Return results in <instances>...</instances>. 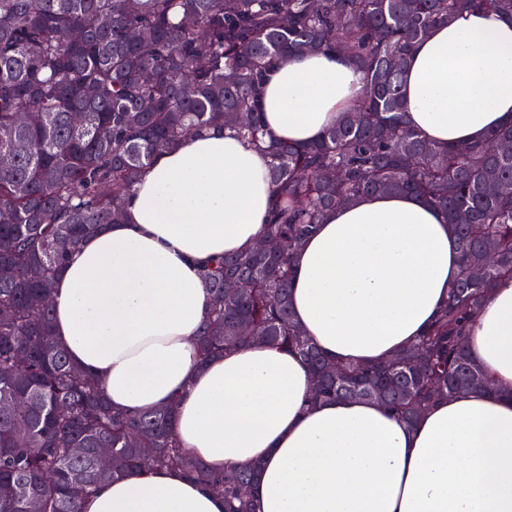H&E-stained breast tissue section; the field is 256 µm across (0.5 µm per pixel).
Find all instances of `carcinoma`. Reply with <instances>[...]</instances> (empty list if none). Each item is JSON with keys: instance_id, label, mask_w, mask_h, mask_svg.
<instances>
[{"instance_id": "carcinoma-1", "label": "carcinoma", "mask_w": 512, "mask_h": 512, "mask_svg": "<svg viewBox=\"0 0 512 512\" xmlns=\"http://www.w3.org/2000/svg\"><path fill=\"white\" fill-rule=\"evenodd\" d=\"M512 19V0H0V512H80L110 479L175 470L252 512L238 483L182 448L173 407L114 409L53 330L58 269L84 235L124 221L141 172L189 133L230 130L270 156L263 237L209 262L212 304L200 359L246 344L293 352L321 380L320 400L380 402L408 425L442 398L494 391L468 353L465 326L512 278V120L486 139L438 145L406 120L404 71L438 25L465 11ZM347 56L363 74L357 106L307 143L267 137L260 106L273 62ZM27 115L20 124L18 115ZM406 193L447 218L461 258L448 303L418 342L364 366L327 358L295 322L293 258L328 212L366 194ZM486 269L480 281L470 272ZM239 284L224 293V282ZM81 448L77 455L73 449ZM114 461L96 466L95 451ZM154 455L143 464L140 449Z\"/></svg>"}]
</instances>
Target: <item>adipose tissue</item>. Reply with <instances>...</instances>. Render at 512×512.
<instances>
[{
	"instance_id": "adipose-tissue-1",
	"label": "adipose tissue",
	"mask_w": 512,
	"mask_h": 512,
	"mask_svg": "<svg viewBox=\"0 0 512 512\" xmlns=\"http://www.w3.org/2000/svg\"><path fill=\"white\" fill-rule=\"evenodd\" d=\"M362 73L311 54L272 67L273 138L303 143L353 107ZM409 125L445 145L512 119V20L490 11L436 27L404 73ZM268 159L231 133L184 138L146 169L126 220L88 233L55 279L54 332L112 407L170 405L180 445L223 472L256 470V512H512V279L469 327L468 351L497 391L443 399L406 425L376 401L311 403L293 354L244 345L201 361L211 258L251 249L271 199ZM461 260L445 215L407 194L330 212L297 252L295 321L331 360L364 365L416 342L448 299ZM81 512H224V499L171 470L99 485Z\"/></svg>"
}]
</instances>
